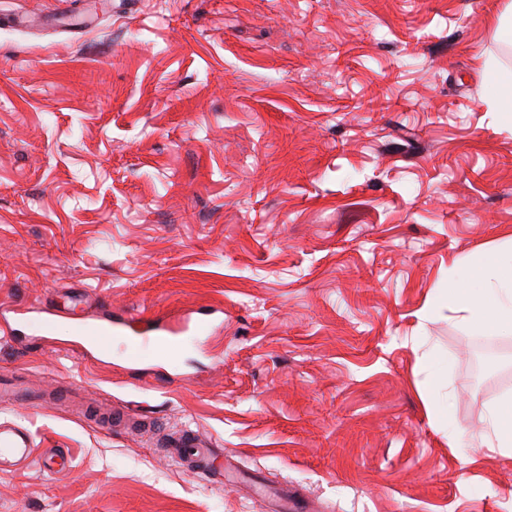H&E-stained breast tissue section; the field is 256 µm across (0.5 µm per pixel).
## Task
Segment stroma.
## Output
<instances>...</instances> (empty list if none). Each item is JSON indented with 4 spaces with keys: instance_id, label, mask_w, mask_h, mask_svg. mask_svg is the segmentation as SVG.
Instances as JSON below:
<instances>
[{
    "instance_id": "obj_1",
    "label": "stroma",
    "mask_w": 512,
    "mask_h": 512,
    "mask_svg": "<svg viewBox=\"0 0 512 512\" xmlns=\"http://www.w3.org/2000/svg\"><path fill=\"white\" fill-rule=\"evenodd\" d=\"M512 0H0V382L139 414L0 406L70 473L0 472V512H512L473 442L512 334L424 319L455 262L512 246V125L484 61ZM224 311L210 355L74 318ZM445 367L448 424L419 360ZM195 431L213 470L163 434ZM454 431L456 443L446 433Z\"/></svg>"
}]
</instances>
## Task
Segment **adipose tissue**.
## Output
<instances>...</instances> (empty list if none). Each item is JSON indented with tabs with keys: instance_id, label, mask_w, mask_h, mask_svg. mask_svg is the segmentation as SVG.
Returning a JSON list of instances; mask_svg holds the SVG:
<instances>
[{
	"instance_id": "1",
	"label": "adipose tissue",
	"mask_w": 512,
	"mask_h": 512,
	"mask_svg": "<svg viewBox=\"0 0 512 512\" xmlns=\"http://www.w3.org/2000/svg\"><path fill=\"white\" fill-rule=\"evenodd\" d=\"M448 313L488 334L512 332V246L488 249L456 263L447 288L425 309L429 317ZM487 423L491 447L512 458V395L489 408Z\"/></svg>"
}]
</instances>
